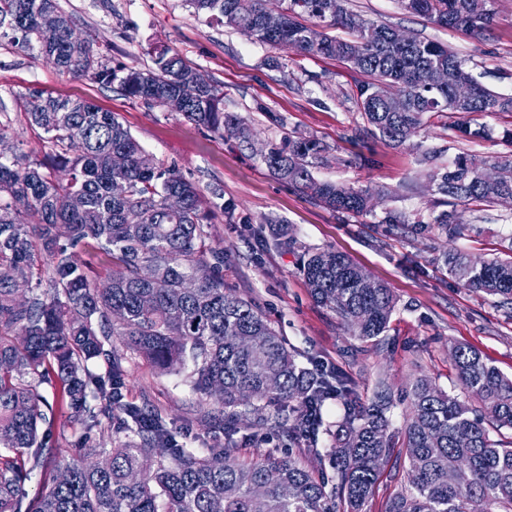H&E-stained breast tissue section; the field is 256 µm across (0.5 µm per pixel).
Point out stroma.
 Masks as SVG:
<instances>
[{
    "label": "stroma",
    "mask_w": 512,
    "mask_h": 512,
    "mask_svg": "<svg viewBox=\"0 0 512 512\" xmlns=\"http://www.w3.org/2000/svg\"><path fill=\"white\" fill-rule=\"evenodd\" d=\"M58 3L76 33L113 65L152 67L153 48L168 45L223 90L225 111L244 117L260 139L275 142L287 133L318 138L329 152L315 169V179L366 189L374 208L363 216L331 212L311 193L276 178L239 140L219 138L179 113L147 107L118 89L61 73L4 41L1 137L19 145L29 159H44L55 149L41 129L29 124L19 93L37 88L87 99L117 114L149 154L204 193L220 190L225 211L207 230L212 249L224 254L225 287L266 315L301 365L320 361L344 373L366 402L377 387L389 389L395 450L403 448L407 395L416 377H428L446 391L458 389L452 345L477 349L512 377V304L463 287L443 264L444 254L453 249L481 259L511 254L512 209H459L461 233L447 236L433 223L446 205L429 178L434 162H451L463 152L487 160L512 153L506 140L512 133L511 113L469 116L471 127L491 129L488 139L461 140L432 126L394 149L367 132L351 102L366 77L341 61L271 49L224 26L219 17L195 13L188 0ZM346 5L365 19L448 46L487 88L512 94V0H498L493 26L479 36L406 13L396 0H347ZM269 218L288 226L281 244L272 242L265 224ZM327 248L347 254L390 288L395 308L383 335L359 338L336 312L313 300L299 270L301 258L305 250ZM40 391L56 408L50 442L55 454L27 482L31 500L49 484L56 466L82 459L84 447L108 448L116 440L111 420L86 429L70 410L59 408L57 386L44 384ZM122 395L126 402L158 412L176 427L179 442L193 448L224 443L223 427L209 418L216 405H204L185 374L161 372L135 357L125 365ZM406 484L405 464L388 463L366 512H385Z\"/></svg>",
    "instance_id": "stroma-1"
}]
</instances>
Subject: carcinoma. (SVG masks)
I'll list each match as a JSON object with an SVG mask.
<instances>
[{"mask_svg":"<svg viewBox=\"0 0 512 512\" xmlns=\"http://www.w3.org/2000/svg\"><path fill=\"white\" fill-rule=\"evenodd\" d=\"M197 11L216 12L224 25L254 41L299 56L337 59L369 81L354 100L358 112L386 145L400 147L423 127L437 125L461 139L485 130L448 124V113L512 112V95L480 84L448 47L424 37L399 43L393 28L336 5V0H188ZM401 8L444 26L481 33L497 14L496 0H398ZM57 14L47 32L42 14ZM345 31L346 36L330 33ZM22 50L58 58V70L163 107L179 97L181 115L221 138L252 144L251 126L224 111V95L196 82L197 69L165 45L154 48V67L112 66L90 42L75 36L58 0H0V38ZM30 122L61 151L46 162L27 159L18 146L0 152V512H21L25 484L54 455L41 430L46 422L39 392L43 381L59 386L62 401L92 422L117 421L124 441L88 448L65 463L27 512H364L381 468L392 456L386 410L391 396L377 393L365 407L347 379L323 366H301L266 317L224 287V253L213 250L206 224L213 210L201 190L175 169L152 158L112 112L90 101L39 89L19 95ZM266 167L280 180L308 190L313 169L328 147L313 136L267 143ZM495 171L497 192L512 196V154L492 164L466 153L434 167L437 193L455 205L495 203L484 183ZM64 171L61 180L44 172ZM316 198L328 208L368 213L367 191L319 183ZM184 205L171 209L167 196ZM433 223L453 235L455 214ZM91 238L116 259L111 288H96L72 248ZM41 247L53 288L16 298L17 285L32 283ZM448 275L467 288L512 301V257L473 264L468 253L444 256ZM301 272L314 300L335 311L355 335L371 339L389 328L393 295L346 255L309 251ZM149 359L161 371L192 367L194 390L226 408L222 448L202 452L180 444L157 412L122 403L119 391L128 355ZM465 393L479 399L484 417L466 401L421 376L412 383L411 413L404 428L406 493L386 512H512V377L466 346L451 350ZM103 361L106 377L89 364ZM278 378L269 390L267 374ZM344 405L342 436L330 450L331 481L314 476L296 455L315 438L323 408ZM263 424L288 435L291 446L260 459L237 455L233 436ZM462 462L468 486L448 482Z\"/></svg>","mask_w":512,"mask_h":512,"instance_id":"1","label":"carcinoma"}]
</instances>
